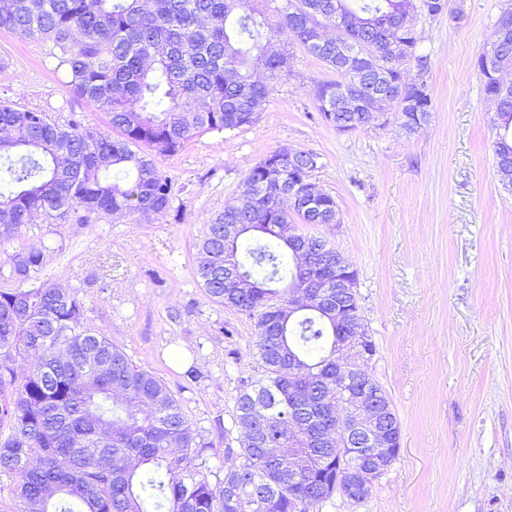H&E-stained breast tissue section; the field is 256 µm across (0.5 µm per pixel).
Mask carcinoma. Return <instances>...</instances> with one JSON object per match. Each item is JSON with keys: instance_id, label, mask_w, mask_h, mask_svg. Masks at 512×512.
<instances>
[{"instance_id": "1", "label": "carcinoma", "mask_w": 512, "mask_h": 512, "mask_svg": "<svg viewBox=\"0 0 512 512\" xmlns=\"http://www.w3.org/2000/svg\"><path fill=\"white\" fill-rule=\"evenodd\" d=\"M299 2L308 19L339 38L310 42L305 24L288 23ZM256 0H0V30L52 42L56 69L68 93L105 110L112 133L0 99V237L28 224L83 209L105 215H165L174 181L157 159L197 136L256 124L269 81L288 73L297 45L336 78L315 84L321 120L355 131L362 113L341 105L364 69L377 68L398 97L421 102L415 111L396 103L393 114L408 133L429 120L433 104L425 76L428 56L416 53L410 0H285L268 22ZM375 44V62L336 61V40ZM405 53L391 61V45ZM477 66L489 96L512 99ZM416 70L421 85L409 80ZM496 167L512 165V102L491 118ZM282 179L288 192L267 193L263 162L241 185L242 201L224 209L196 245L195 273L217 302L255 320L261 377L239 393L235 422L244 434L238 456L225 457L224 482L211 485L196 459L197 441L177 400L156 376L135 365L111 340L84 325L77 295L53 283L26 288L43 265L37 246L13 258L18 283L0 289V471L18 474L21 512H306L321 501L336 473L368 455L367 448L326 452L296 422L288 391L312 397L336 392V356L346 347L345 326L317 309L288 314V293L311 273L282 229L290 224H334L336 201L320 193L309 207H284L309 190L319 163L298 151ZM229 224L238 234L225 239ZM326 268L336 250L309 238ZM36 362L19 374L21 354ZM94 353L105 363H88ZM266 419L258 420V408Z\"/></svg>"}]
</instances>
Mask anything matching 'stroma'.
Instances as JSON below:
<instances>
[{
	"instance_id": "obj_1",
	"label": "stroma",
	"mask_w": 512,
	"mask_h": 512,
	"mask_svg": "<svg viewBox=\"0 0 512 512\" xmlns=\"http://www.w3.org/2000/svg\"><path fill=\"white\" fill-rule=\"evenodd\" d=\"M504 4L448 0L444 15L420 18L434 106L420 131L393 119L337 132L313 98L329 69L295 49L254 126L200 135L159 158L182 187L172 213H72L24 227L0 239V286L15 281L13 254L41 247L30 286L76 292L87 326L165 383L208 445L202 475L220 485L226 450L241 448L237 397L261 368L253 319L206 294L195 244L238 202L250 167L283 147L315 152L312 181L335 199L340 221L299 230L357 272L376 347L366 370L397 416L400 452L363 501L336 494L308 512H512V190L496 172L494 105L477 67ZM50 50L0 30V97L61 124L105 128L103 111L67 93Z\"/></svg>"
}]
</instances>
